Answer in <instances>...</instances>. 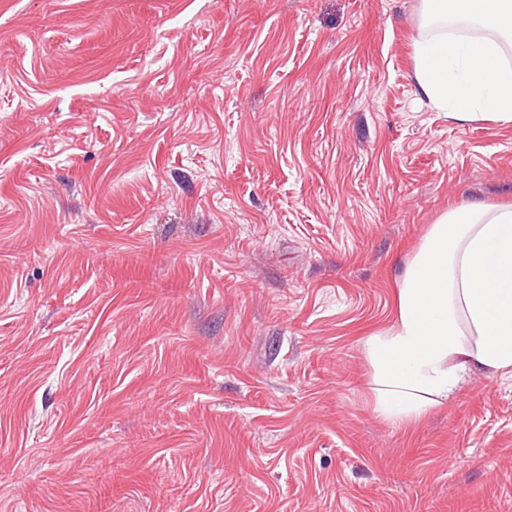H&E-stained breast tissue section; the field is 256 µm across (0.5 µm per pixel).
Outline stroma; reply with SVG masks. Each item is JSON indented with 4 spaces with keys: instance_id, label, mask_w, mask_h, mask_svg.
Listing matches in <instances>:
<instances>
[{
    "instance_id": "stroma-1",
    "label": "stroma",
    "mask_w": 512,
    "mask_h": 512,
    "mask_svg": "<svg viewBox=\"0 0 512 512\" xmlns=\"http://www.w3.org/2000/svg\"><path fill=\"white\" fill-rule=\"evenodd\" d=\"M420 0H0V512H512V380L406 432L360 340L512 123Z\"/></svg>"
}]
</instances>
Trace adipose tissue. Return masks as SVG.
<instances>
[{
    "label": "adipose tissue",
    "mask_w": 512,
    "mask_h": 512,
    "mask_svg": "<svg viewBox=\"0 0 512 512\" xmlns=\"http://www.w3.org/2000/svg\"><path fill=\"white\" fill-rule=\"evenodd\" d=\"M396 285L391 321L361 340L378 419L409 431L448 405L473 370L512 379V206L448 210Z\"/></svg>",
    "instance_id": "obj_1"
}]
</instances>
